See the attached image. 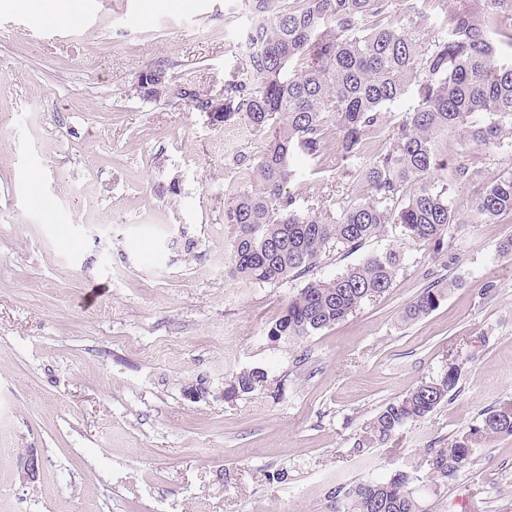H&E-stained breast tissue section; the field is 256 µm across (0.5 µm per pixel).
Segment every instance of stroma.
Wrapping results in <instances>:
<instances>
[{
  "instance_id": "stroma-1",
  "label": "stroma",
  "mask_w": 512,
  "mask_h": 512,
  "mask_svg": "<svg viewBox=\"0 0 512 512\" xmlns=\"http://www.w3.org/2000/svg\"><path fill=\"white\" fill-rule=\"evenodd\" d=\"M56 5L0 6V512H334L336 484L399 470L425 512H461L464 496L512 512V436L484 439L445 486L429 466L430 449L512 404V217L470 222L473 191L458 189L447 254L391 228L352 254L327 247L307 277L245 282L224 204L253 184L236 157L258 158L264 135L131 92L157 65L221 92L248 64L239 0H65V25ZM336 137L295 159L290 185L327 210L366 193L337 172ZM392 249L389 291L314 335L269 338L307 280ZM439 279V307L403 322ZM452 361L448 402L356 452L386 402ZM255 367L265 386L225 399ZM29 448L44 470L24 485ZM43 471V458L35 448H29L18 457L16 462V474L21 483L32 485L40 480Z\"/></svg>"
}]
</instances>
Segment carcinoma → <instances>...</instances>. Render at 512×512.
<instances>
[{"label":"carcinoma","mask_w":512,"mask_h":512,"mask_svg":"<svg viewBox=\"0 0 512 512\" xmlns=\"http://www.w3.org/2000/svg\"><path fill=\"white\" fill-rule=\"evenodd\" d=\"M250 16L243 39L258 43L248 68L225 81L222 111L212 120L242 122L265 135L256 165V185L241 189L224 207L234 227L235 273L267 284L307 274L329 244L358 250L368 239L400 228L403 236L433 246L437 254L453 225L462 220L449 190L473 185L467 157L478 150L512 152V0H487L479 14L451 6L440 25L423 31L402 20L422 15L414 0H243ZM296 68H291L292 64ZM176 85L165 69L141 72L134 92L147 100L168 97ZM415 105L391 123L390 109L408 93ZM188 102L213 111L214 99L193 90ZM336 129L337 170L361 181L366 197L336 211L304 205L286 190L297 179L291 159L315 155ZM456 144L451 154L439 138ZM373 136L385 148L361 161ZM512 216V176L474 189L472 221ZM403 258L397 251L370 256L327 280H311L288 300L268 331L271 338L311 336L352 315L391 288ZM445 296L437 280L404 310L406 321L429 315ZM461 374L455 363L387 402L354 442L357 449L385 443L409 423L448 401ZM267 381L258 368L235 375L225 397L251 394ZM512 436V405L491 411L446 448H432L431 466L444 486L468 465L481 439ZM412 475L340 483L331 491L336 512H424L411 487Z\"/></svg>","instance_id":"1"}]
</instances>
